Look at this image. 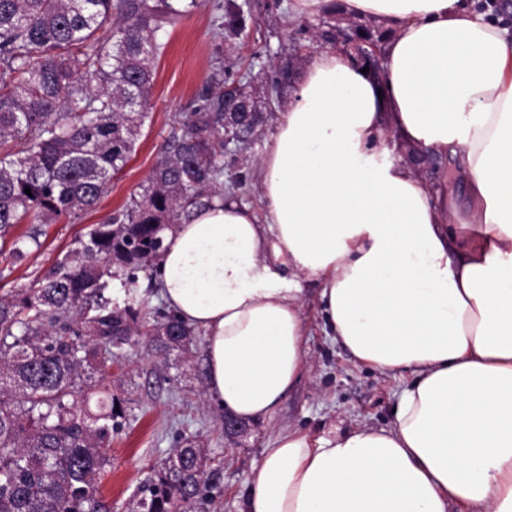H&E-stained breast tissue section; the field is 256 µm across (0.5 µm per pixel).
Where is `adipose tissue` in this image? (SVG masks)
Instances as JSON below:
<instances>
[{
  "mask_svg": "<svg viewBox=\"0 0 512 512\" xmlns=\"http://www.w3.org/2000/svg\"><path fill=\"white\" fill-rule=\"evenodd\" d=\"M386 30L373 74L324 46L258 163L164 233L150 274L205 338V390L271 418L307 371L301 280L362 366L409 375L393 419L266 444L242 512H512V32L473 0H294ZM426 150L464 194L391 161Z\"/></svg>",
  "mask_w": 512,
  "mask_h": 512,
  "instance_id": "obj_1",
  "label": "adipose tissue"
}]
</instances>
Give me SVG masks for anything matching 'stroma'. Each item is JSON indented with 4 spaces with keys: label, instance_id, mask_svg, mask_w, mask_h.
Masks as SVG:
<instances>
[{
    "label": "stroma",
    "instance_id": "obj_1",
    "mask_svg": "<svg viewBox=\"0 0 512 512\" xmlns=\"http://www.w3.org/2000/svg\"><path fill=\"white\" fill-rule=\"evenodd\" d=\"M292 0H250L251 17L242 36L215 40L217 13L212 0L162 31L167 47L155 64V80L147 110L149 120L124 169L108 184L96 207L75 221L43 225L38 243L28 244L27 256L13 262L12 242L30 231L27 223L15 225L0 244V295L33 287L43 274L73 248L91 225L124 208L148 184L179 113L190 111L217 63L234 69H272L279 55L294 52L296 68L305 67L315 46L299 40L305 19L297 17ZM265 135L256 136L246 152L224 158L225 186L245 202L258 204L256 162L264 149ZM133 295L143 321L153 323L167 316L160 290L149 272L139 271L134 283L125 276L113 278L104 297L120 301ZM305 309L308 372L267 420L253 422L238 445L226 446L224 415L204 393L205 355L202 334H194L187 352L159 354L139 345L126 350L113 363L112 396L123 409L121 426L106 450L112 469L102 479L101 492L110 512H129L137 489L154 469L177 448L182 437L195 436L208 454L221 461L223 483L202 512H240L247 483L259 465L264 444L281 430L299 427L318 435H339L354 427L389 424L401 389L409 378L385 374L357 365L341 347L324 335L318 289L306 282Z\"/></svg>",
    "mask_w": 512,
    "mask_h": 512
}]
</instances>
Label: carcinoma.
<instances>
[{"mask_svg":"<svg viewBox=\"0 0 512 512\" xmlns=\"http://www.w3.org/2000/svg\"><path fill=\"white\" fill-rule=\"evenodd\" d=\"M197 0H0V238L26 218L52 224L92 209L127 164L148 118L159 31ZM242 4L220 0L216 37L246 26ZM109 29V35L99 31ZM221 68L162 147L148 185L96 224L33 288L0 296V512H107L98 498L115 405L88 402L125 346L169 352L192 341L173 316L149 326L135 300L103 291L118 271L148 268L166 229L224 194ZM21 139L20 148L1 151ZM31 195H26L25 188ZM132 512H196L223 465L184 438Z\"/></svg>","mask_w":512,"mask_h":512,"instance_id":"1","label":"carcinoma"}]
</instances>
